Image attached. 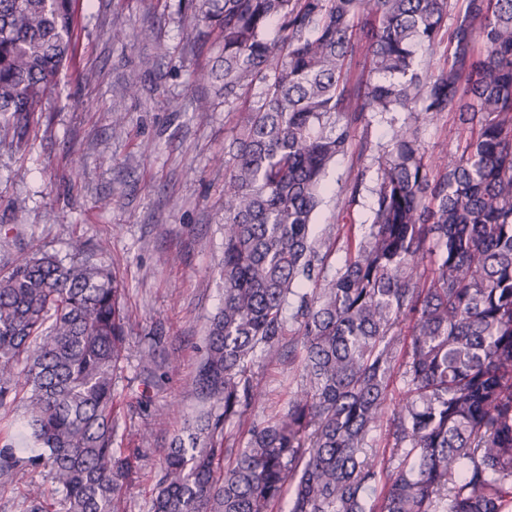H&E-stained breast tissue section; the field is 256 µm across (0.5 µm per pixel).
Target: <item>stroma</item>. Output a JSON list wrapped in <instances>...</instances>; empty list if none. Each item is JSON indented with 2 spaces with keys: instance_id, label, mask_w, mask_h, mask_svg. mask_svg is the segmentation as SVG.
<instances>
[{
  "instance_id": "35a3bbf8",
  "label": "stroma",
  "mask_w": 512,
  "mask_h": 512,
  "mask_svg": "<svg viewBox=\"0 0 512 512\" xmlns=\"http://www.w3.org/2000/svg\"><path fill=\"white\" fill-rule=\"evenodd\" d=\"M221 55L202 12L180 0H80L74 66L43 99L26 146L0 145V259L63 256L79 239L123 290L126 339L113 386V446L126 462L118 512H150L166 449L214 407L194 380L223 299L224 173L239 118L210 78ZM457 137L451 112L421 129L433 160L454 150ZM360 170L354 203L337 206ZM375 177L371 159L355 150L330 170L317 219L342 231L330 264L345 256L346 231L366 224ZM150 351L164 375L156 386L143 362ZM255 382L265 402L232 427L231 452L244 446L253 420L286 408L287 343L258 359ZM38 501L48 512L68 510L47 466L0 476V512H32Z\"/></svg>"
}]
</instances>
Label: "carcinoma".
I'll use <instances>...</instances> for the list:
<instances>
[{
	"label": "carcinoma",
	"mask_w": 512,
	"mask_h": 512,
	"mask_svg": "<svg viewBox=\"0 0 512 512\" xmlns=\"http://www.w3.org/2000/svg\"><path fill=\"white\" fill-rule=\"evenodd\" d=\"M79 0H0V145L20 149L75 56ZM224 41L212 79L238 112L224 174V301L196 375L203 442L167 449L151 512H512V0H204ZM278 39L267 38L271 24ZM468 135L427 159L421 124ZM407 117L381 143L358 130ZM358 146L377 163L369 224L330 271L312 237L325 178ZM80 241L0 269V474L46 464L69 512H114L124 459L112 388L125 317ZM408 326L403 333L402 326ZM288 338L295 387L252 421L223 474L218 439L263 404L258 354ZM400 375L396 400L389 386ZM390 466H377L376 430ZM23 408L11 406L0 409V425H10V438L16 447L24 448L27 443L26 431L23 428Z\"/></svg>",
	"instance_id": "cac0c4a2"
}]
</instances>
